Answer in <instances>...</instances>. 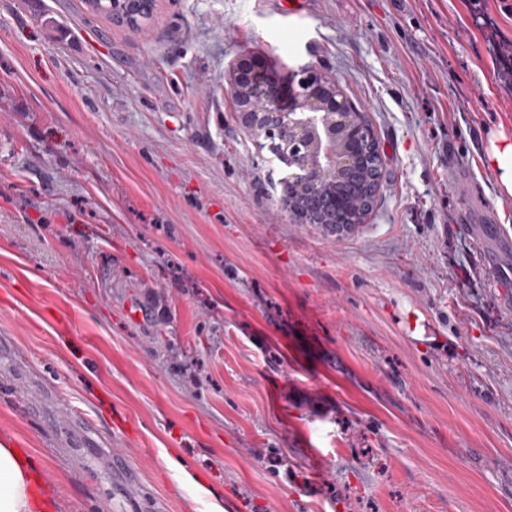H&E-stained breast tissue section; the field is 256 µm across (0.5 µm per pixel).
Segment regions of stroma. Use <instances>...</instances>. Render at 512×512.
<instances>
[{
    "label": "stroma",
    "instance_id": "stroma-1",
    "mask_svg": "<svg viewBox=\"0 0 512 512\" xmlns=\"http://www.w3.org/2000/svg\"><path fill=\"white\" fill-rule=\"evenodd\" d=\"M495 25L512 0H157L139 29L0 0V438L45 512H512V251L460 219L512 238ZM243 64L365 113L359 232L283 206ZM491 164L502 171L501 181L508 192H512V140H500V144L493 145L489 155Z\"/></svg>",
    "mask_w": 512,
    "mask_h": 512
}]
</instances>
